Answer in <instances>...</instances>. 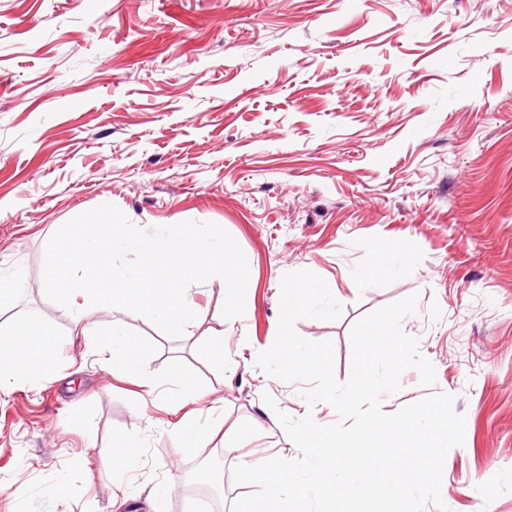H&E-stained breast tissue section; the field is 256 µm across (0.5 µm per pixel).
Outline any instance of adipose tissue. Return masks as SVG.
<instances>
[{"mask_svg":"<svg viewBox=\"0 0 512 512\" xmlns=\"http://www.w3.org/2000/svg\"><path fill=\"white\" fill-rule=\"evenodd\" d=\"M55 361V345L37 314L21 322L0 325V391L10 382L44 375Z\"/></svg>","mask_w":512,"mask_h":512,"instance_id":"obj_1","label":"adipose tissue"}]
</instances>
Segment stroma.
<instances>
[{"label":"stroma","instance_id":"obj_1","mask_svg":"<svg viewBox=\"0 0 512 512\" xmlns=\"http://www.w3.org/2000/svg\"><path fill=\"white\" fill-rule=\"evenodd\" d=\"M104 203L145 230L217 223L247 258L243 316L223 318L217 279L188 288L181 337L122 315L158 347L149 372L178 359L204 379L200 402L171 409L103 369L44 295L47 239ZM16 268L0 323L38 312L57 377L0 395V512H194L205 456L228 512L246 492L235 465L298 458L276 411L336 413L255 366L297 270L343 306L296 324L333 341L342 380L352 324L419 292L403 329L466 418L442 499L512 512V0H0V272ZM190 415L222 434L189 446ZM132 435L120 478L113 448Z\"/></svg>","mask_w":512,"mask_h":512}]
</instances>
